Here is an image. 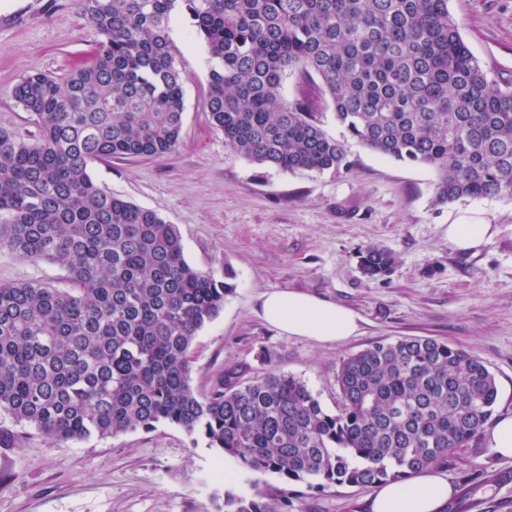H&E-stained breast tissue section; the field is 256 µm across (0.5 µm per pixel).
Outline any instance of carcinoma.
Wrapping results in <instances>:
<instances>
[{
    "label": "carcinoma",
    "mask_w": 512,
    "mask_h": 512,
    "mask_svg": "<svg viewBox=\"0 0 512 512\" xmlns=\"http://www.w3.org/2000/svg\"><path fill=\"white\" fill-rule=\"evenodd\" d=\"M97 36L59 81L23 77L14 98L39 138L0 128V250L65 268L70 286L0 284V412L66 443L160 423L285 484L267 500L224 495V512H281L290 483L372 487L448 462L491 418L495 376L428 337L376 341L340 362L324 409L301 378L224 368L191 385L197 332L224 307V279L192 266L153 210L101 189L90 169L170 154L184 91L169 29L191 19L211 69L204 109L237 155L290 172H348V139L433 168L434 201L512 199V80L489 76L448 0H77ZM313 90L292 101L283 80ZM330 106L344 129H323ZM394 252L360 268L388 275Z\"/></svg>",
    "instance_id": "1"
}]
</instances>
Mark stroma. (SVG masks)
<instances>
[{"label":"stroma","mask_w":512,"mask_h":512,"mask_svg":"<svg viewBox=\"0 0 512 512\" xmlns=\"http://www.w3.org/2000/svg\"><path fill=\"white\" fill-rule=\"evenodd\" d=\"M448 9L477 60L512 79V0H448ZM171 36L185 78L181 140L170 155L94 165L103 189L156 211L180 232L186 260L223 278L233 293L198 332L192 348L194 389L208 391L225 366L244 379L265 372L260 351L277 370L302 378L327 411L338 402L341 360L376 341L427 336L481 358L494 374V417L512 415V200L434 202L435 171L378 155L349 141V172H289L230 150L203 109L214 65L204 42L177 23ZM96 36L74 0H0V127L36 135L12 96L31 70L55 77L89 58ZM498 232L462 253L448 226L462 211ZM378 245L399 262L371 280L360 249ZM67 273L47 260L0 251V284L65 285ZM306 292L352 309L358 335L321 345L280 332L258 313L262 292ZM238 472L236 484L225 470ZM454 493L446 512H512V460L485 434L438 465ZM281 485L208 448L203 437L160 424L115 437L57 444L0 413V512H222L225 493L265 497ZM372 488L292 487L288 512H370Z\"/></svg>","instance_id":"1"}]
</instances>
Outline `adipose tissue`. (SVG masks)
I'll return each mask as SVG.
<instances>
[{"label": "adipose tissue", "mask_w": 512, "mask_h": 512, "mask_svg": "<svg viewBox=\"0 0 512 512\" xmlns=\"http://www.w3.org/2000/svg\"><path fill=\"white\" fill-rule=\"evenodd\" d=\"M496 232L495 225L465 212L448 226V239L457 249L480 247ZM260 315L269 324L291 336L331 345L356 335V315L338 303L288 289L270 290L260 297ZM453 487L442 475L426 470L380 485L374 494L372 512H442Z\"/></svg>", "instance_id": "obj_1"}]
</instances>
